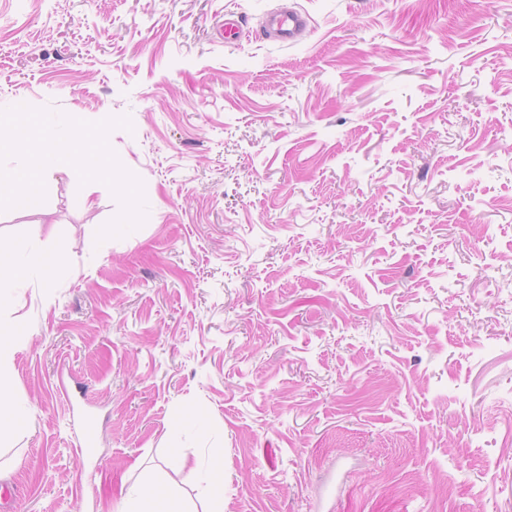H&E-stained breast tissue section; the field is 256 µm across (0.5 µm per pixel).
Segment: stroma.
Listing matches in <instances>:
<instances>
[{"instance_id": "stroma-1", "label": "stroma", "mask_w": 512, "mask_h": 512, "mask_svg": "<svg viewBox=\"0 0 512 512\" xmlns=\"http://www.w3.org/2000/svg\"><path fill=\"white\" fill-rule=\"evenodd\" d=\"M17 104L130 115L148 218L96 243L119 205L63 172L0 212L57 255L0 308L6 512L146 479L184 512H512V0H0ZM305 16L293 8L273 10L266 14L263 29L268 37L283 45H293L305 31ZM0 438L11 425H21L28 421L30 412L20 407L13 397L11 378L8 374L12 360L16 335L14 328L5 330L0 324Z\"/></svg>"}]
</instances>
